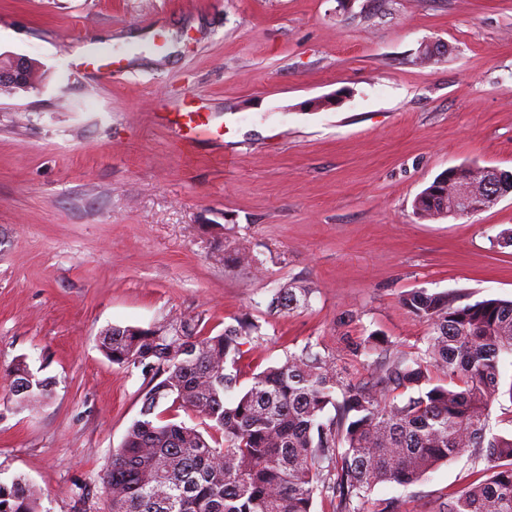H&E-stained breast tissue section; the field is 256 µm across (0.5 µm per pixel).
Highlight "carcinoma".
Wrapping results in <instances>:
<instances>
[{"instance_id": "carcinoma-1", "label": "carcinoma", "mask_w": 512, "mask_h": 512, "mask_svg": "<svg viewBox=\"0 0 512 512\" xmlns=\"http://www.w3.org/2000/svg\"><path fill=\"white\" fill-rule=\"evenodd\" d=\"M467 172L436 177L414 198L413 214L448 217V187ZM220 248L226 260L256 261L233 243ZM311 293L282 286L268 309L306 307ZM401 303L430 330L422 345L386 358L372 386L309 342L239 389L241 347L262 338L249 319L215 335L194 318L154 332H102L104 356L147 380L139 416L102 476L109 512H312L317 493L334 512H398L395 500L371 498L377 485L415 484L465 453L483 464L479 478L448 494L438 512H512V433L490 429L494 404H512V300L457 305L421 289ZM344 340L362 367L390 347L376 333ZM7 377L20 403L51 398V379L35 376L23 357ZM166 404L199 423L164 418ZM0 512H40L24 478L0 479Z\"/></svg>"}]
</instances>
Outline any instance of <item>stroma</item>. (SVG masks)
Masks as SVG:
<instances>
[{
  "instance_id": "35a3bbf8",
  "label": "stroma",
  "mask_w": 512,
  "mask_h": 512,
  "mask_svg": "<svg viewBox=\"0 0 512 512\" xmlns=\"http://www.w3.org/2000/svg\"><path fill=\"white\" fill-rule=\"evenodd\" d=\"M0 53L46 73L0 95V371L23 356L55 382L23 408L0 385V478L42 512H108L100 477L146 389L101 353L109 327L248 317L241 386L309 342L370 384L339 338L419 345L406 292L512 299V193L412 214L448 168L512 171V0H0ZM189 111L210 132L186 144L164 115ZM293 282L309 306L269 312ZM472 478L463 456L373 496L437 512Z\"/></svg>"
}]
</instances>
